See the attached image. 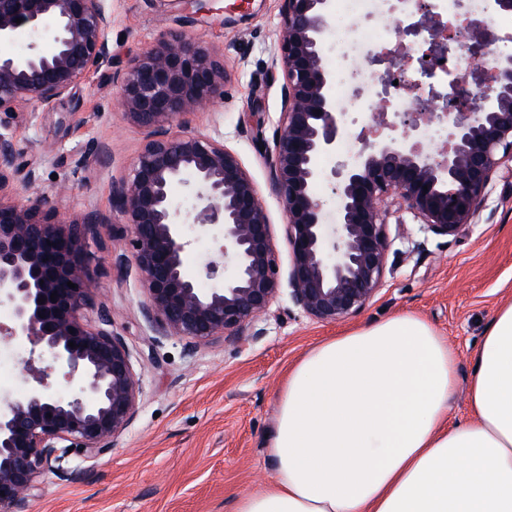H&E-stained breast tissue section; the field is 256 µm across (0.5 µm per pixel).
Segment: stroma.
<instances>
[{
  "mask_svg": "<svg viewBox=\"0 0 512 512\" xmlns=\"http://www.w3.org/2000/svg\"><path fill=\"white\" fill-rule=\"evenodd\" d=\"M112 15L109 64L91 73L47 108L18 106L10 120L22 160L40 162V182L19 189L25 202L45 198L72 216L112 214L111 185L128 176L143 132L123 121L114 66L173 32L211 48L224 59L221 101L190 114V131L223 140L239 156L267 209L281 264H288L286 217L273 192L264 147L279 126L283 74L275 62L278 0H103ZM103 147V162L74 174L89 145ZM170 202L190 246L185 273L198 279L215 252V228L195 222L200 203L183 184ZM392 237L381 290L360 312L333 324L310 320L280 293L258 321L259 335L242 345L219 341L190 349L185 341L154 335L141 315L145 292L135 270L112 263V229L101 226L91 244L90 297L110 310L113 328L133 355L141 394L132 424L98 459L70 456L63 471L44 469L28 512H234L238 496L262 489L273 472L266 437L291 367L315 344L345 330L411 312L448 340L459 387L448 413L466 418L465 383L472 352L496 309L512 297V173L496 174L469 232L443 238L421 230L410 213L389 208ZM406 224L407 237L397 235ZM30 344L17 338L0 347L11 363L0 381V409L21 399L28 387L23 361Z\"/></svg>",
  "mask_w": 512,
  "mask_h": 512,
  "instance_id": "obj_1",
  "label": "stroma"
}]
</instances>
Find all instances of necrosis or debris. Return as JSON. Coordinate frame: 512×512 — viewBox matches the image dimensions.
<instances>
[{
	"mask_svg": "<svg viewBox=\"0 0 512 512\" xmlns=\"http://www.w3.org/2000/svg\"><path fill=\"white\" fill-rule=\"evenodd\" d=\"M425 13L412 8L413 0H336L324 52L334 65L336 108L352 119L367 117L379 99H386L395 115L421 110L436 87L452 86L459 97L468 88L462 80L458 56L434 67L431 74L408 69L398 76H381L372 60L396 45L404 28L416 25L422 15L454 20L466 13L481 17L488 0H424Z\"/></svg>",
	"mask_w": 512,
	"mask_h": 512,
	"instance_id": "necrosis-or-debris-1",
	"label": "necrosis or debris"
}]
</instances>
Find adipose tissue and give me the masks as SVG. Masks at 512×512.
<instances>
[{"label": "adipose tissue", "mask_w": 512, "mask_h": 512, "mask_svg": "<svg viewBox=\"0 0 512 512\" xmlns=\"http://www.w3.org/2000/svg\"><path fill=\"white\" fill-rule=\"evenodd\" d=\"M455 359L411 313L330 337L288 376L267 453L235 512H512V300L473 354L468 417L449 423Z\"/></svg>", "instance_id": "obj_1"}]
</instances>
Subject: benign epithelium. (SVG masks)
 Listing matches in <instances>:
<instances>
[{
	"instance_id": "obj_1",
	"label": "benign epithelium",
	"mask_w": 512,
	"mask_h": 512,
	"mask_svg": "<svg viewBox=\"0 0 512 512\" xmlns=\"http://www.w3.org/2000/svg\"><path fill=\"white\" fill-rule=\"evenodd\" d=\"M279 2L282 112L267 163L287 217L288 299L302 315L335 323L381 290L389 207L412 214L426 232L456 238L470 228L497 170L512 162V54L497 56L489 76L484 60L485 46L511 41L512 34H498L484 20L461 29L421 22L413 33H426L423 55L410 42L382 54L389 74L415 61L428 69L462 31L476 91L468 111L453 116L448 141L430 150L411 132L443 107L447 94L433 91L424 111L406 112L399 121L388 120L381 101L369 129L375 141L362 143L356 160L332 172L336 223L328 224L311 188L326 178L323 160L336 151L342 120L335 76L324 65L331 3ZM49 21L46 47L9 51L17 31ZM111 26L103 0H0V115H12L23 102L49 107L97 71L110 59ZM112 82L122 117L144 131L131 173L112 181V241L121 244L112 259L121 269L134 261L146 295L141 314L155 335L194 348L238 344L269 312L282 272L267 210L240 158L220 140L185 130L186 116L221 96L224 62L204 46L163 33L113 72ZM17 159L9 124L0 121V305L12 311L0 334L24 336L32 345L24 361L27 392L0 410V512H28L44 466L73 453L90 461L109 450L134 420L140 393L132 354L110 329L108 312H98L97 326L84 313L87 240L103 220L93 211L67 219L41 199L13 200L18 188L40 181L39 165ZM175 182L198 188L206 205L197 220L220 227L217 257L203 265L207 277L223 279L218 288H199L184 273L188 241L169 199ZM38 350L50 354L64 377H81V394L55 393L47 371L35 364Z\"/></svg>"
}]
</instances>
